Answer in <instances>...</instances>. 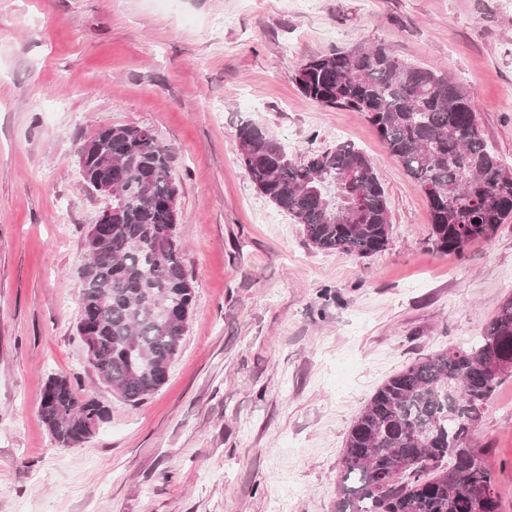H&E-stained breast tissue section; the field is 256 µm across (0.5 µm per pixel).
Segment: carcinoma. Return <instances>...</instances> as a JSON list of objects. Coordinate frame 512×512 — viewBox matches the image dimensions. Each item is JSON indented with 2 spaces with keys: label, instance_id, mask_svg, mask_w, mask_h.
<instances>
[{
  "label": "carcinoma",
  "instance_id": "1",
  "mask_svg": "<svg viewBox=\"0 0 512 512\" xmlns=\"http://www.w3.org/2000/svg\"><path fill=\"white\" fill-rule=\"evenodd\" d=\"M301 92L365 114L389 153L424 191L437 251L460 255L490 241L512 216V168L484 140L470 93L448 73L383 43L320 55L299 68ZM240 158L259 192L303 226L315 248L366 259L389 242L384 189L350 142L301 162L259 127L239 129ZM85 186L112 181V222L85 237L77 335L98 381L137 405L167 380L184 336L194 284L182 264L171 150L133 124L79 142ZM512 377V296L484 336L412 362L385 381L353 422L343 449L336 512H502L475 430L496 388ZM109 416L69 379L51 377L40 417L61 446L85 442Z\"/></svg>",
  "mask_w": 512,
  "mask_h": 512
}]
</instances>
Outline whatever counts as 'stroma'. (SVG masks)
<instances>
[{"instance_id": "1", "label": "stroma", "mask_w": 512, "mask_h": 512, "mask_svg": "<svg viewBox=\"0 0 512 512\" xmlns=\"http://www.w3.org/2000/svg\"><path fill=\"white\" fill-rule=\"evenodd\" d=\"M378 42L473 93L512 164V0H0V512H336L345 440L378 386L483 336L512 296V217L462 256L437 252L423 191L364 114L293 80ZM249 123L299 162L358 146L386 249L313 248L245 171ZM117 124L171 149L195 286L168 379L136 406L98 384L75 332L83 236L109 204L76 146ZM54 375L110 412L74 448L39 415ZM475 440L512 512V377Z\"/></svg>"}]
</instances>
